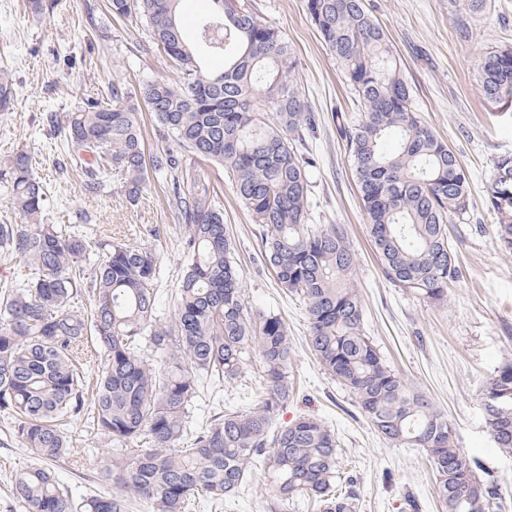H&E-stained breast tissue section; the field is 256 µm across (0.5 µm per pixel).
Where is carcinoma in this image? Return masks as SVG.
I'll return each instance as SVG.
<instances>
[{
    "instance_id": "1",
    "label": "carcinoma",
    "mask_w": 512,
    "mask_h": 512,
    "mask_svg": "<svg viewBox=\"0 0 512 512\" xmlns=\"http://www.w3.org/2000/svg\"><path fill=\"white\" fill-rule=\"evenodd\" d=\"M180 2L109 0L111 16L145 20L179 81L151 79L137 92L114 82L108 100L79 103L64 126L86 191L105 190L114 170L125 174L133 201L151 175L169 185L185 254L169 318L158 310L156 250L106 240L101 259L83 266L86 239L44 222L47 195L28 152L5 163L9 203L22 223L0 224V257L19 258L33 270L0 292V412L12 419L10 438L39 460L15 476L24 512H131L137 498L149 512H190L198 500L222 505L264 459L271 462L273 508L303 496L322 512L357 509L356 492L342 490L334 430L307 415L274 427L293 391L288 327L271 311L247 310L224 209L193 173L198 161L225 170L262 228L265 264L304 304L311 351L374 430L395 446L425 451L448 512H500L505 494L498 479L457 447L454 426L363 332V305L352 286L356 256L345 228L308 223L313 159L304 149L319 116L297 80L287 38L245 0H208V14L190 33L180 21ZM448 6L472 18L487 0H448ZM307 10L361 106L355 117L336 114V127L382 272L440 302L460 276L446 224L469 211V174L414 112L412 88L365 0H307ZM200 47L224 66L205 69ZM477 71L487 101L512 98V47L483 52ZM14 97V81L1 69L0 111ZM143 105L158 135L178 151L145 157ZM391 139L396 148L388 153L383 145ZM486 204L502 246L511 250L512 154L495 161ZM81 295L89 308L74 305ZM252 352L262 367L261 402L226 408L192 429L202 384L237 380ZM97 358L103 367L88 402L86 383ZM491 394L501 408L486 422L487 433L512 457V362L495 370L486 388ZM88 411L97 434L112 444L99 463V477L112 490L76 497L48 462L71 454L69 427Z\"/></svg>"
}]
</instances>
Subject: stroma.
<instances>
[{"instance_id": "obj_1", "label": "stroma", "mask_w": 512, "mask_h": 512, "mask_svg": "<svg viewBox=\"0 0 512 512\" xmlns=\"http://www.w3.org/2000/svg\"><path fill=\"white\" fill-rule=\"evenodd\" d=\"M41 17L28 15L23 0H0V69L13 77L16 96L0 112V164L24 150L47 191L45 220L82 234L88 244L108 236L154 247L159 252L160 307L173 311L174 290L184 263L181 225L168 205L163 182L150 181L137 201L125 193V177L98 195L86 194L80 171L60 139L45 129L46 112L65 118L74 104L104 97L110 81L130 88L154 79H175V67L133 17L110 16L107 0H45ZM258 17L283 30L299 60V79L320 117L309 152L312 170L310 221L342 224L357 255L352 284L363 309V329L387 361L426 395L457 429V444L478 458L512 491V458L503 457L486 432L483 393L495 370L512 362V251L497 238L485 202L495 159L512 153V101L485 100L477 86V60L489 48L512 45V0H488L471 22L469 41L456 36L448 0H365L387 34L413 89V107L470 173V210L448 224L460 278L446 300L430 304L399 288L383 274L367 235L351 158L336 129L337 113L357 112L340 64L323 45L306 0H250ZM203 182L224 206V222L242 270L247 307L278 314L288 326L295 390L275 419L283 427L303 414L315 415L336 433L341 469L352 478L358 512H446L437 497L424 450L389 444L354 406L349 392L321 368L310 351L308 320L299 298L278 283L261 259L257 224L238 201L223 170L198 164ZM257 355L223 394L206 393L198 410L207 420L218 400L254 406L263 398ZM10 417L0 414V512H22L12 492L16 473L30 466L29 453L8 441ZM73 452L53 462L62 484L75 496L107 491L96 465L110 449L90 416L73 428ZM84 470H76V463ZM271 468L258 467L223 506L203 503L199 512H267Z\"/></svg>"}]
</instances>
